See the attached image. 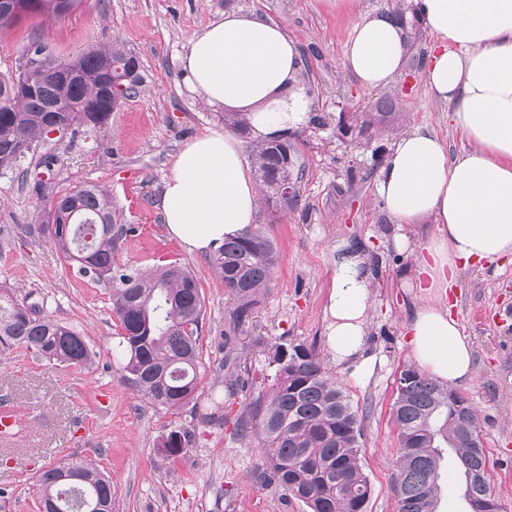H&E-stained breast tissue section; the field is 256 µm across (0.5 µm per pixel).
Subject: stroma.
<instances>
[{
	"label": "stroma",
	"mask_w": 512,
	"mask_h": 512,
	"mask_svg": "<svg viewBox=\"0 0 512 512\" xmlns=\"http://www.w3.org/2000/svg\"><path fill=\"white\" fill-rule=\"evenodd\" d=\"M282 25L308 61L314 122L294 141L302 173L296 209L259 205L254 225L278 245L272 280L248 322L233 326L235 303L205 254L187 253L168 235L155 207L165 175L182 145L224 127V111L208 105L184 81L180 58L190 40L223 16L226 7ZM396 0H356L339 12L326 0H79L68 15L33 16L0 29V72L14 70L25 44L40 38L60 60L120 43L135 53L144 84L112 113L106 128L77 131L41 144L37 154L0 169V286L18 299L80 331L96 358L84 368L36 356L23 346L0 353V408L18 416L15 434L0 437V512H38L32 483L40 469L77 457L112 480V512H308L278 487L256 483V441L234 430L244 406L225 396L224 335L234 332V373L248 385L269 387V351L301 343L325 352L323 308L334 274L331 254L347 239L367 254L372 273L368 352L370 372L326 362L362 425L364 472L371 484L367 512H398L393 491L399 441L391 417L403 369L413 366L405 324L414 289L402 282L412 256L397 252L403 233L424 242L430 224L395 227L376 196L380 168L395 130L423 126L457 153L468 148L451 125L449 106L437 100L426 72L400 97L395 127L372 140L340 135V112L372 104L381 92L360 84L346 64L345 45L358 14L394 10ZM49 152L51 174L39 167ZM77 182L108 189L112 207L130 230L118 264L143 271L173 263L198 279L200 386L196 403L168 410L141 399L124 381L121 329L112 291L81 276L44 236L24 234L45 220L47 194ZM451 315L472 348L473 375L458 392L478 411L488 475L504 512H512V259L498 270H466L449 292ZM506 320H499V313ZM220 396V421L198 413ZM191 431L183 454L166 458L163 438Z\"/></svg>",
	"instance_id": "stroma-1"
}]
</instances>
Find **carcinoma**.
Listing matches in <instances>:
<instances>
[{
  "label": "carcinoma",
  "instance_id": "1",
  "mask_svg": "<svg viewBox=\"0 0 512 512\" xmlns=\"http://www.w3.org/2000/svg\"><path fill=\"white\" fill-rule=\"evenodd\" d=\"M14 4L13 17L0 20V28L34 15H61V0ZM394 16L404 29L406 68L411 73L419 66L414 48L422 39L423 21L405 0H399ZM129 58L128 50L113 44L73 56L68 61L72 75L63 81L45 77L38 68L0 73V167L19 161V144L40 140L51 124L103 129L118 108L112 96L113 75L104 63L121 64ZM58 99L85 111H45L47 102ZM398 102L393 94L382 97L352 113L349 127L359 137L372 138L395 117ZM224 127L250 133L246 116L239 112L224 113ZM283 152L273 138L254 145L255 174L267 204L274 199L275 184L294 177V166L282 163ZM48 204L59 205L69 221L57 217L41 224V234L80 275L112 288V314L125 344L126 382L153 405L175 410L189 405L199 387L200 291L194 274L176 264L149 273L120 267L115 257L124 249L127 230L118 223L109 193L97 185L72 184L52 192ZM277 259L275 241L251 225L211 256L209 265L235 301L233 323L250 318ZM15 345L84 367L94 358L80 332L50 314L34 313L11 289L0 287V347ZM299 348L274 346L270 389L244 394L245 410L236 420V432L258 438L261 482L281 488L310 512H365L371 486L361 464L358 411L314 351ZM405 377L410 383L405 394H397L392 408L400 445L395 475L399 512H435L447 452L448 467L464 479L470 512H492L496 497L487 476L469 481L470 472L486 458L484 450L458 441L462 413L479 424L473 407L455 390L414 368L403 370L400 378ZM190 438L185 429L172 431L162 441V452L177 457ZM33 493L47 512H112V481L83 459H65L41 470Z\"/></svg>",
  "mask_w": 512,
  "mask_h": 512
}]
</instances>
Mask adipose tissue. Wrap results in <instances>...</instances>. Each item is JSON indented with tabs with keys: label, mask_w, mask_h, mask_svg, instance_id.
<instances>
[{
	"label": "adipose tissue",
	"mask_w": 512,
	"mask_h": 512,
	"mask_svg": "<svg viewBox=\"0 0 512 512\" xmlns=\"http://www.w3.org/2000/svg\"><path fill=\"white\" fill-rule=\"evenodd\" d=\"M415 2L437 37L425 63L429 86L451 106V121L471 146L453 154L435 133L408 129L394 140L376 193L394 224L435 226L419 249L400 234L395 245L415 253L408 280L419 302L406 323L412 356L438 382L453 385L470 379L472 352L441 299L462 269L491 268L512 256V0ZM404 56L390 16L367 14L353 23L346 61L364 86L389 83ZM181 67L209 105L250 113L257 136H277L310 118L300 52L280 25L226 10L193 37ZM257 205L239 140L227 129L185 142L157 199L170 236L200 253L251 224ZM370 294L359 249L338 243L324 307L332 362L368 364Z\"/></svg>",
	"instance_id": "ef3b65f1"
}]
</instances>
